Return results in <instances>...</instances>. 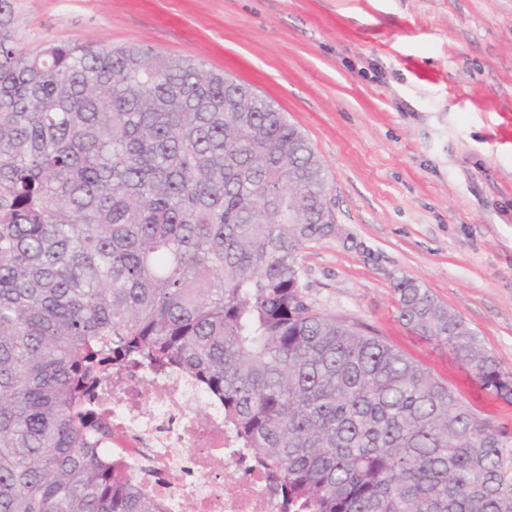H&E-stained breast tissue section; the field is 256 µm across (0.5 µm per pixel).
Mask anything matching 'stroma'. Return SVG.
Masks as SVG:
<instances>
[{"label":"stroma","mask_w":512,"mask_h":512,"mask_svg":"<svg viewBox=\"0 0 512 512\" xmlns=\"http://www.w3.org/2000/svg\"><path fill=\"white\" fill-rule=\"evenodd\" d=\"M45 42L150 47L274 101L328 176L337 235L298 253L308 305L383 336L512 426L396 318L420 282L512 371V0H13Z\"/></svg>","instance_id":"35a3bbf8"}]
</instances>
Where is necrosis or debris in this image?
I'll return each instance as SVG.
<instances>
[{
	"mask_svg": "<svg viewBox=\"0 0 512 512\" xmlns=\"http://www.w3.org/2000/svg\"><path fill=\"white\" fill-rule=\"evenodd\" d=\"M208 401L180 374L113 377L112 438L104 448L134 470L149 461L154 475L141 486L165 512H282L280 496L222 411L210 406L207 427H198L193 408ZM217 455L237 475L233 493L211 472Z\"/></svg>",
	"mask_w": 512,
	"mask_h": 512,
	"instance_id": "necrosis-or-debris-1",
	"label": "necrosis or debris"
}]
</instances>
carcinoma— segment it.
<instances>
[{
  "label": "carcinoma",
  "mask_w": 512,
  "mask_h": 512,
  "mask_svg": "<svg viewBox=\"0 0 512 512\" xmlns=\"http://www.w3.org/2000/svg\"><path fill=\"white\" fill-rule=\"evenodd\" d=\"M0 0V512H163L102 454L112 363L203 387L288 512H512V429L382 337L314 311L298 252L336 234L322 162L272 101L145 47H17ZM405 325L512 400L460 316Z\"/></svg>",
  "instance_id": "1"
}]
</instances>
